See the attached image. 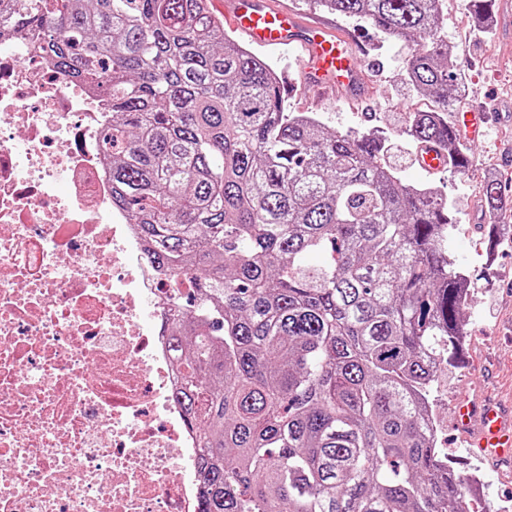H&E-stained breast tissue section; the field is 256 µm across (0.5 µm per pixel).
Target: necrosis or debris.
I'll return each instance as SVG.
<instances>
[{"mask_svg":"<svg viewBox=\"0 0 512 512\" xmlns=\"http://www.w3.org/2000/svg\"><path fill=\"white\" fill-rule=\"evenodd\" d=\"M111 123L0 27V512L198 509L167 343L181 308L111 207Z\"/></svg>","mask_w":512,"mask_h":512,"instance_id":"1","label":"necrosis or debris"}]
</instances>
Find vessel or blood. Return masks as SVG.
Listing matches in <instances>:
<instances>
[{"mask_svg": "<svg viewBox=\"0 0 512 512\" xmlns=\"http://www.w3.org/2000/svg\"><path fill=\"white\" fill-rule=\"evenodd\" d=\"M227 22L259 46L300 47L308 54L305 78L319 90H332L352 99L363 98L369 84L349 35L318 22L303 21L298 13L276 7L271 0H232ZM484 111L469 108L460 114V137L481 136ZM461 428H476V441L500 459H512V409L478 404L461 397L456 405Z\"/></svg>", "mask_w": 512, "mask_h": 512, "instance_id": "vessel-or-blood-1", "label": "vessel or blood"}]
</instances>
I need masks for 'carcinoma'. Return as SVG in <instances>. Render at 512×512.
Returning a JSON list of instances; mask_svg holds the SVG:
<instances>
[{
	"mask_svg": "<svg viewBox=\"0 0 512 512\" xmlns=\"http://www.w3.org/2000/svg\"><path fill=\"white\" fill-rule=\"evenodd\" d=\"M446 0H313L407 47L404 80L439 110L405 134L448 171L471 148L448 121L461 63ZM492 0H468L492 22ZM67 79L112 111V206L152 268L190 280L168 347L197 433L199 512H461L427 404L463 348L467 277L453 207L404 181L380 131L288 111L271 65L207 0H0ZM483 200L512 215L489 180ZM323 253L321 265L308 256Z\"/></svg>",
	"mask_w": 512,
	"mask_h": 512,
	"instance_id": "obj_1",
	"label": "carcinoma"
}]
</instances>
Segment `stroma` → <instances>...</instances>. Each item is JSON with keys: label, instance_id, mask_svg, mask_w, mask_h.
Segmentation results:
<instances>
[{"label": "stroma", "instance_id": "35a3bbf8", "mask_svg": "<svg viewBox=\"0 0 512 512\" xmlns=\"http://www.w3.org/2000/svg\"><path fill=\"white\" fill-rule=\"evenodd\" d=\"M363 51L370 96L359 103L344 97L316 101L306 82L287 97L289 111L313 112L331 129L385 126L394 144L404 141L408 113L431 108L400 79L404 49L385 42L372 50L375 36L352 19L341 22ZM442 33L464 68L469 94L463 106L485 110L484 138L471 141L473 158L460 174L440 177L422 174L416 154L397 156L403 178L413 184L442 186L456 213L450 251L469 281L465 317L469 336L456 365L445 367L431 398L438 418V445L448 452V466L456 474L479 472L487 493V512H512V466L489 463L454 424V404L461 393L512 402V241L489 238L492 216L484 209L482 192L487 179H497L512 195V20L494 26L492 35L479 32L467 0H447Z\"/></svg>", "mask_w": 512, "mask_h": 512}]
</instances>
